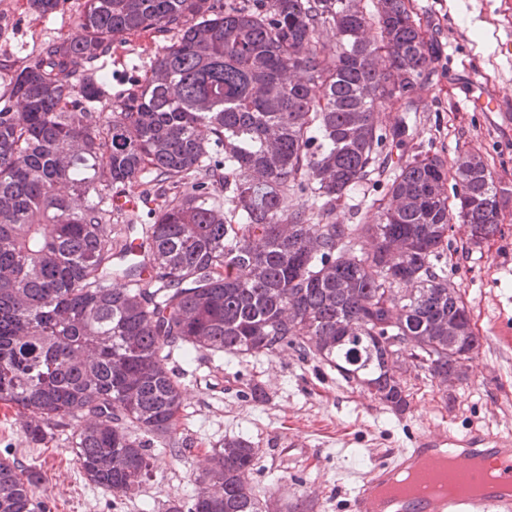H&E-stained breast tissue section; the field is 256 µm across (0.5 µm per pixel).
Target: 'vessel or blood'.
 I'll return each instance as SVG.
<instances>
[{
  "mask_svg": "<svg viewBox=\"0 0 512 512\" xmlns=\"http://www.w3.org/2000/svg\"><path fill=\"white\" fill-rule=\"evenodd\" d=\"M473 102L480 111L495 115L504 125L512 127V111L505 100L488 91H481ZM452 456L454 464L448 478L462 483L479 478L473 463L489 459L496 465V482L477 494H442L423 498L394 497L383 499L382 489L395 473L408 470L416 461L426 464L422 481L436 475L444 456ZM505 485L512 486V448L502 447L499 438L488 436L481 443H469L455 436L427 435L403 449L396 461L374 467L361 480L352 494V512H512V495L502 493Z\"/></svg>",
  "mask_w": 512,
  "mask_h": 512,
  "instance_id": "1",
  "label": "vessel or blood"
}]
</instances>
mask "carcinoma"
I'll use <instances>...</instances> for the list:
<instances>
[{
    "instance_id": "carcinoma-1",
    "label": "carcinoma",
    "mask_w": 512,
    "mask_h": 512,
    "mask_svg": "<svg viewBox=\"0 0 512 512\" xmlns=\"http://www.w3.org/2000/svg\"><path fill=\"white\" fill-rule=\"evenodd\" d=\"M326 26L334 50L317 41ZM146 32L157 56L107 101L99 61ZM382 54L385 72L367 62ZM436 54L408 0L373 14L356 0H85L77 32L44 42L0 101V403L28 418L26 436L72 421L86 477L123 497L152 466L130 427L176 446L174 346L292 348L396 411L409 393L382 336L432 378L462 379L479 337L439 262L448 225H469L476 246L500 231L507 189L475 154L452 185L438 154L392 159L408 127L375 121L395 90L418 110ZM381 167L375 223H336L337 203ZM142 184L151 222L135 231L112 198ZM256 456L224 440L190 512H263ZM22 475L0 459V512H36Z\"/></svg>"
}]
</instances>
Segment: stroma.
Returning a JSON list of instances; mask_svg holds the SVG:
<instances>
[{
    "instance_id": "obj_1",
    "label": "stroma",
    "mask_w": 512,
    "mask_h": 512,
    "mask_svg": "<svg viewBox=\"0 0 512 512\" xmlns=\"http://www.w3.org/2000/svg\"><path fill=\"white\" fill-rule=\"evenodd\" d=\"M8 2L0 21V99L9 95L10 76L44 41L76 32L81 0H67L63 12L41 18L28 11L27 0ZM411 2L425 40L438 47V62L432 79L419 86L409 155L436 153L452 166L464 154L480 153L494 180L512 190V136L491 127L467 99L472 77L512 102L506 0ZM159 48L148 34L117 44L105 61L115 76L108 94L121 92L119 75L132 64L149 65ZM442 262L480 347L465 363V379L452 385L405 361L410 397L404 413L289 348L243 358L199 351L189 362L176 350L168 366L185 395L179 446L166 448L147 437L153 469L132 493L115 498L86 479L65 420L35 443L24 433L23 418L0 405V458L15 460L39 489L37 512H167L172 503L189 512L196 477L212 449L240 436L257 450L249 482L270 512H351L349 499L364 473L393 461L415 436L512 439V347L505 343L512 337V201L499 232L481 246L470 245L466 225L455 223Z\"/></svg>"
}]
</instances>
